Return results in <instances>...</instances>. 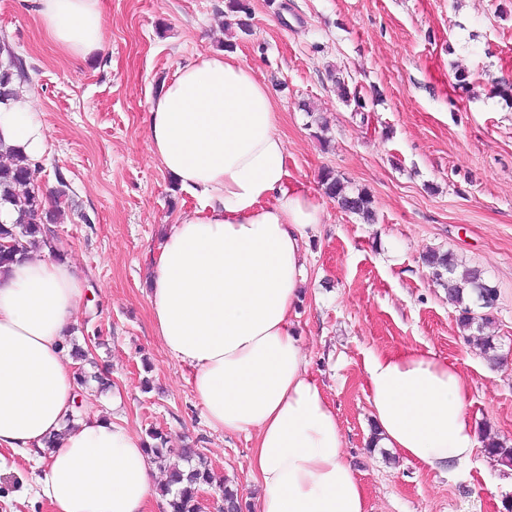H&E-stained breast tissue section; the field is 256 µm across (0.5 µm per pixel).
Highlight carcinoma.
<instances>
[{
	"instance_id": "1",
	"label": "carcinoma",
	"mask_w": 512,
	"mask_h": 512,
	"mask_svg": "<svg viewBox=\"0 0 512 512\" xmlns=\"http://www.w3.org/2000/svg\"><path fill=\"white\" fill-rule=\"evenodd\" d=\"M224 16L226 25L237 27L242 33L249 34L252 9L250 0H226ZM8 63L0 68V102L7 103L19 95L20 87L29 81L23 58L14 52L7 53ZM455 81L459 89L472 97L479 95L477 88H482L491 97H498L512 106V83L504 79L490 77L487 82L472 79L469 70L455 68ZM328 79L336 87L339 98L349 104L354 103V111L366 110V101L357 93L350 91L348 83L335 70L328 71ZM0 205L7 208L12 219L9 223L0 222V240L6 246L0 247V266L22 260L37 249H49L56 255V235L51 225L56 223L55 214L46 207V200L35 191L34 183L40 173L39 166L27 156L12 148L0 149ZM324 194L336 201L339 208L355 214L367 224L375 220L372 199L365 191L349 192L341 178L331 170L322 172L320 178ZM424 263L433 269L437 276H448V298L460 308L459 324L464 330L476 329L473 336L476 346L485 354L496 352V338L483 335L486 325L494 320V316L486 314L487 308L482 306L479 288L489 289L493 285L486 284L479 270L465 266L457 261L450 252H428ZM148 436L153 443L147 445V451L157 462L164 461L168 448L166 436L157 429H150ZM489 455L507 465L512 463V448L492 438L485 444ZM215 480L213 472L199 465L187 471L171 472L168 482L160 488L161 495L167 498L168 512H201L198 492L201 486L210 485ZM224 507L222 512H242V502L238 492L228 486L221 489Z\"/></svg>"
}]
</instances>
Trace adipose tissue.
I'll return each instance as SVG.
<instances>
[{"instance_id": "1", "label": "adipose tissue", "mask_w": 512, "mask_h": 512, "mask_svg": "<svg viewBox=\"0 0 512 512\" xmlns=\"http://www.w3.org/2000/svg\"><path fill=\"white\" fill-rule=\"evenodd\" d=\"M39 17L68 56L102 47L99 0H39ZM279 126L268 87L227 51L181 65L150 100L151 152L195 201L153 261L152 322L190 369L208 425L253 437L257 512H368L336 409L290 323L321 209L291 178ZM0 143L44 155L30 96L0 104ZM82 293L73 264L47 253L0 268V447L45 460L52 512H148L156 471L145 441L97 412L65 423L77 384L62 344ZM365 371L377 447L432 468L471 459L469 380L453 363L412 349L371 355Z\"/></svg>"}]
</instances>
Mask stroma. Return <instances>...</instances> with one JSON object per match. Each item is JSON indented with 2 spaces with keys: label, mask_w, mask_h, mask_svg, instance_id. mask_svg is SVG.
Returning <instances> with one entry per match:
<instances>
[{
  "label": "stroma",
  "mask_w": 512,
  "mask_h": 512,
  "mask_svg": "<svg viewBox=\"0 0 512 512\" xmlns=\"http://www.w3.org/2000/svg\"><path fill=\"white\" fill-rule=\"evenodd\" d=\"M251 32L224 31V0H100L105 44L59 51L35 0H0V38L28 66L24 93L48 136L42 194L68 189L57 246L84 285L72 337L104 364L121 397L81 390V407L137 434L161 430L243 499L255 497L252 438L211 429L189 372L156 336L147 298L166 224L193 205L150 151L149 100L197 55L235 51L281 114L292 178L319 202L308 288L290 321L308 369L338 414L368 512H512V467L477 449L456 472L370 448L364 371L373 354L430 348L470 381L479 434L512 447V106L454 86V64L512 77V0H251ZM336 69L367 101L353 111ZM328 121L316 137L311 114ZM332 170L366 190L377 221L343 212L319 184ZM452 252L499 290L498 370L469 345L447 290L423 263ZM26 455L0 449V512H51ZM339 75L336 70L331 69L328 71V79L335 85L339 98L347 103V105H350L352 101L354 103V112H365L367 106L365 99L359 96L356 91L351 93L348 83Z\"/></svg>",
  "instance_id": "obj_1"
}]
</instances>
